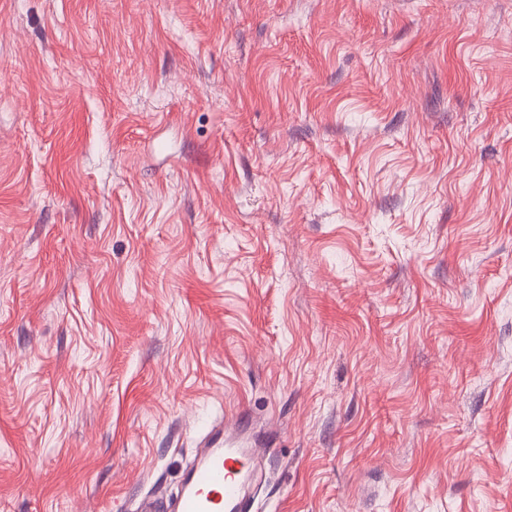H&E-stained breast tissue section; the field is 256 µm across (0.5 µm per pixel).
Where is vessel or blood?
<instances>
[{"label":"vessel or blood","instance_id":"obj_1","mask_svg":"<svg viewBox=\"0 0 512 512\" xmlns=\"http://www.w3.org/2000/svg\"><path fill=\"white\" fill-rule=\"evenodd\" d=\"M245 457L241 448L209 449L189 472L174 512H244Z\"/></svg>","mask_w":512,"mask_h":512}]
</instances>
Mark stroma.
<instances>
[{
    "label": "stroma",
    "instance_id": "35a3bbf8",
    "mask_svg": "<svg viewBox=\"0 0 512 512\" xmlns=\"http://www.w3.org/2000/svg\"><path fill=\"white\" fill-rule=\"evenodd\" d=\"M512 512V0H0V512ZM245 448H209L189 472L175 512H243Z\"/></svg>",
    "mask_w": 512,
    "mask_h": 512
}]
</instances>
